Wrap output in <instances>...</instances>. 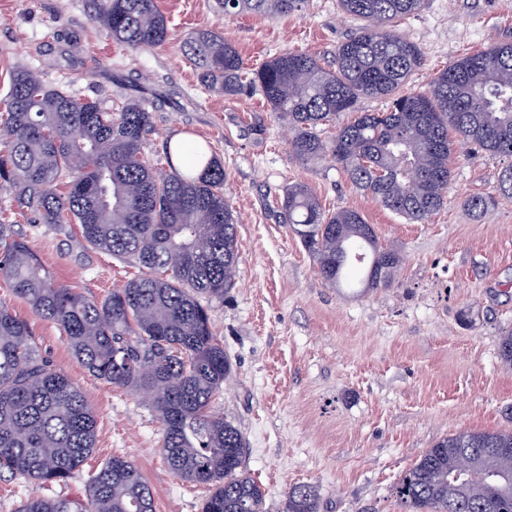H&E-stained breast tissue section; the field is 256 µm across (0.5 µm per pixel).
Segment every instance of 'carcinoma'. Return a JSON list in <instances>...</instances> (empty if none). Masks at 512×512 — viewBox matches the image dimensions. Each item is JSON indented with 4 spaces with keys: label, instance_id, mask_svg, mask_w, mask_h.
<instances>
[{
    "label": "carcinoma",
    "instance_id": "cac0c4a2",
    "mask_svg": "<svg viewBox=\"0 0 512 512\" xmlns=\"http://www.w3.org/2000/svg\"><path fill=\"white\" fill-rule=\"evenodd\" d=\"M304 0H218L224 15H288ZM363 26L336 47L334 67L304 52L274 56L249 69L239 51L214 32L184 45L200 84L227 97L257 89L291 132L301 161H329L382 207L423 223L443 205L453 154L472 144L512 156V39L448 63L426 90L410 86L423 57L394 20L424 0H338ZM91 21L133 52L163 45L168 20L157 0H87ZM368 97L385 112H360ZM164 101L129 97L116 112L47 84L34 71L14 72L0 113V191L13 194L30 224L59 231L79 226L81 241L146 269L95 300L65 285L0 220V280L41 319L57 324L76 360L94 377L134 393L154 391L162 452L180 478L208 487L202 512H265L261 486L242 470L245 439L212 403L224 393L232 364L214 335L202 298L221 299L234 286L235 217L224 197V169L200 144H165L170 172L145 160ZM355 112L331 140L318 127ZM187 158L180 166L173 158ZM287 224L332 286L348 269H366L363 291L389 282L400 258L383 247L356 209L327 214L303 185L288 188ZM498 355L512 369V330ZM98 420L80 390L50 368L28 323L0 306V472L53 485L80 471L96 446ZM466 460L480 472L512 474V430L451 434L405 472L396 497L406 512H512V484L448 483ZM310 484L290 487L283 512H318ZM17 512H155L139 468L112 457L89 479L85 498L33 496Z\"/></svg>",
    "mask_w": 512,
    "mask_h": 512
}]
</instances>
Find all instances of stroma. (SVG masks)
<instances>
[{"instance_id": "stroma-1", "label": "stroma", "mask_w": 512, "mask_h": 512, "mask_svg": "<svg viewBox=\"0 0 512 512\" xmlns=\"http://www.w3.org/2000/svg\"><path fill=\"white\" fill-rule=\"evenodd\" d=\"M159 6L170 39L135 54L94 26L85 0H0V101L20 68L107 107L127 96L174 94V104L155 115L144 156L164 172V141L202 142L224 168L239 260L234 288L210 304L232 361L214 411L242 432L243 467L264 489L266 512H281L287 489L302 483L317 486L319 512H403L395 488L427 448L463 429H512V369L497 356L502 332L512 328V198L498 193L512 159L460 145L442 208L425 223L409 222L330 162L297 159L287 125L259 93L207 91L182 53L197 32L213 31L251 68L286 52H307L331 67L337 45L362 25L338 0H305L282 18L227 17L214 0ZM395 29L422 51L412 85L423 89L450 60L512 37V0H425ZM297 184L327 213L358 209L380 243L399 254L387 286L359 293L321 278L316 258L284 221L283 197ZM481 195L496 196V204L471 212L467 200ZM15 230L57 280L95 298L139 273L47 225L21 222ZM0 305L31 325L40 353L98 419L96 448L67 484L47 488L0 475V512H16L36 495L83 497L92 473L116 455L139 467L156 512H201L209 490L169 469L149 399L91 376L58 326L35 316L1 280Z\"/></svg>"}]
</instances>
